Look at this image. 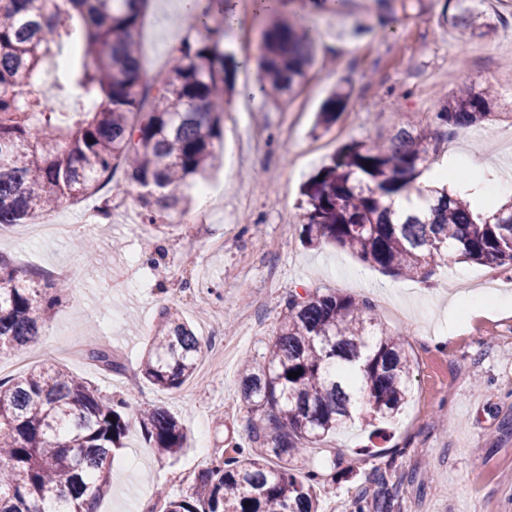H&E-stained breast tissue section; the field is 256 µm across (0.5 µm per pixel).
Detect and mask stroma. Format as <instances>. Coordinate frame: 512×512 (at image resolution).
Returning <instances> with one entry per match:
<instances>
[{"instance_id": "35a3bbf8", "label": "stroma", "mask_w": 512, "mask_h": 512, "mask_svg": "<svg viewBox=\"0 0 512 512\" xmlns=\"http://www.w3.org/2000/svg\"><path fill=\"white\" fill-rule=\"evenodd\" d=\"M229 4L238 25L225 41L237 61L259 58L261 32L273 21L254 0ZM340 15L283 0L284 12L314 19L316 63L295 94L272 102L231 95L213 178L221 194L193 223L131 222L140 190L116 174L125 210L98 226L82 224L97 200L63 202L51 210L70 225L61 238H41L33 224L0 232V253L20 265L72 269L69 291L37 340L0 354V377H16L44 358L123 400L128 417L160 406L183 424L188 440L177 457L162 456L132 426L112 464V490L97 512H158L157 489L190 494L210 462L247 445L260 417L240 391L244 359H267L289 294L333 289L369 298L381 328L401 335L411 358L409 403L383 430L360 422L310 445L298 465L331 486L319 512H353L358 498L384 512H512V314L475 311L448 317L458 291L490 287L512 292V270L472 262L438 264L428 274L393 277L322 241H301L300 187L341 146L387 142L399 128L438 134L441 164L453 176L487 162L489 179L512 183V152H495L492 137L512 136V0H483L487 27L463 37L440 23L444 0H344ZM391 19L387 30L355 35L354 26ZM188 34L177 0H150L142 31L145 71H161ZM464 85L494 87L495 115L466 131L436 127L434 112ZM349 91L345 111L329 128L314 120L328 93ZM465 152L468 168L453 165ZM202 225L200 270L176 277L182 244ZM96 242L86 263L75 244ZM159 262L164 276L151 267ZM181 312L207 350L191 379L174 390L144 380L141 362L163 308ZM109 345L119 370L90 361L91 346ZM385 481L371 482L373 473Z\"/></svg>"}]
</instances>
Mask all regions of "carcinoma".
Instances as JSON below:
<instances>
[{"mask_svg": "<svg viewBox=\"0 0 512 512\" xmlns=\"http://www.w3.org/2000/svg\"><path fill=\"white\" fill-rule=\"evenodd\" d=\"M481 0H445L441 23L465 35L486 25ZM149 0H0V231L35 221L64 200L96 195L118 169L146 193L143 220L156 209L186 215L191 192L215 166L224 96L239 67L211 38L184 39L157 79H144L141 32ZM95 28L77 42L75 18ZM315 28L278 20L263 35L257 80L275 101L306 80ZM70 112L37 97L33 86L64 46ZM348 96L332 93L319 123L329 127ZM494 95L470 86L448 97L433 121L455 131L493 116ZM443 150L401 128L388 145L352 141L303 186L302 235L332 242L392 275L414 276L438 261L512 266V202L493 221L470 198L437 192L424 218H393L387 201L409 193ZM67 282L49 280L0 254V350L36 340ZM369 304L334 291L292 294L267 361L245 363L244 398L271 426L253 428L257 453L240 445L196 477L193 490L161 492L162 512H318L326 483L294 464L355 419H385L408 396L410 360L399 335L379 334ZM202 343L167 309L149 341L142 371L165 390L194 373ZM88 358L117 370L102 344ZM300 372L296 378L288 374ZM150 446L168 457L187 442L179 419L162 407L140 411ZM131 428L124 402L51 360L0 379V512H96L110 488L112 462Z\"/></svg>", "mask_w": 512, "mask_h": 512, "instance_id": "cac0c4a2", "label": "carcinoma"}]
</instances>
